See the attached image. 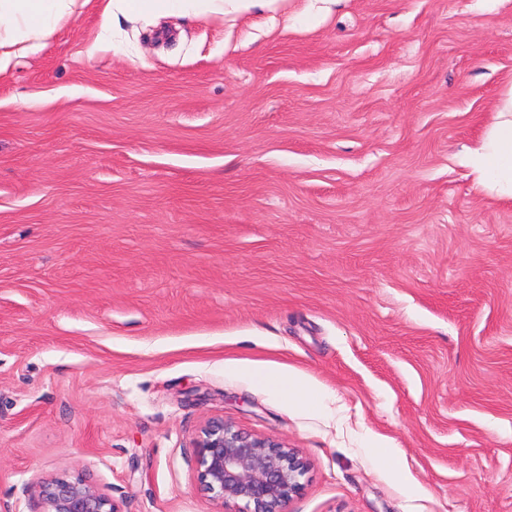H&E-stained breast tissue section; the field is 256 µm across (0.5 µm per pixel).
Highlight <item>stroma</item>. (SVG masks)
<instances>
[{"mask_svg":"<svg viewBox=\"0 0 512 512\" xmlns=\"http://www.w3.org/2000/svg\"><path fill=\"white\" fill-rule=\"evenodd\" d=\"M105 3L0 75V512H220L215 417L306 462L290 512H512V199L464 160L512 0ZM203 2V3H199ZM222 0H108L106 12L114 8L123 13L171 14L182 13L189 9L205 8L212 12H221ZM256 377L263 386L279 395H287L302 407H315L321 403V393L302 378L272 371L261 372ZM33 489L40 512H120L109 496L79 476L44 478Z\"/></svg>","mask_w":512,"mask_h":512,"instance_id":"obj_1","label":"stroma"}]
</instances>
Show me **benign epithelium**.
<instances>
[{"label": "benign epithelium", "instance_id": "7a95c632", "mask_svg": "<svg viewBox=\"0 0 512 512\" xmlns=\"http://www.w3.org/2000/svg\"><path fill=\"white\" fill-rule=\"evenodd\" d=\"M198 484L224 506L245 503V512H288L306 474L297 452L264 437L236 430L224 418L209 420L196 441ZM41 512H119L94 484L67 476L44 478L34 486Z\"/></svg>", "mask_w": 512, "mask_h": 512}]
</instances>
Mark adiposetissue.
I'll use <instances>...</instances> for the list:
<instances>
[{
	"instance_id": "1",
	"label": "adipose tissue",
	"mask_w": 512,
	"mask_h": 512,
	"mask_svg": "<svg viewBox=\"0 0 512 512\" xmlns=\"http://www.w3.org/2000/svg\"><path fill=\"white\" fill-rule=\"evenodd\" d=\"M79 0H0V74L12 60L38 49L53 36L64 18L75 13ZM123 13L171 14L197 7L218 12L219 0H110ZM479 183L512 198V87L496 105L493 123L469 152ZM263 386L303 407L318 406L322 396L304 379L278 372H262Z\"/></svg>"
}]
</instances>
